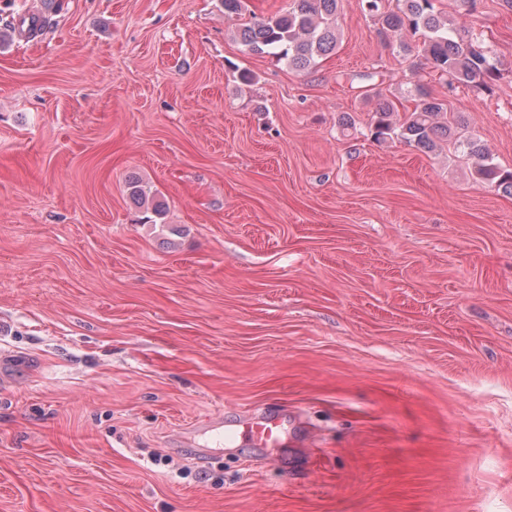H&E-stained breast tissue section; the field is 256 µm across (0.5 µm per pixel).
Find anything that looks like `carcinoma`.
Segmentation results:
<instances>
[{"label": "carcinoma", "mask_w": 512, "mask_h": 512, "mask_svg": "<svg viewBox=\"0 0 512 512\" xmlns=\"http://www.w3.org/2000/svg\"><path fill=\"white\" fill-rule=\"evenodd\" d=\"M340 0H293L283 13L261 16L237 29V38L248 52L268 54L302 71L318 57L336 49V24ZM364 15L376 20L379 33L401 36L405 31L423 36L424 67L443 79L448 87L485 85L494 70L485 50L462 26L448 23L436 10L434 0H396L387 8L383 0H359ZM415 106L399 115L395 102L380 94L372 110L371 135L379 143L400 139L418 149L434 151L443 141L454 151L474 161L477 177L490 187L512 194V171L492 162L481 141L465 134L466 120L460 112L448 111V103L432 96L421 80L413 82ZM130 197L138 207L157 217L162 205L149 201L138 182H128Z\"/></svg>", "instance_id": "1"}]
</instances>
